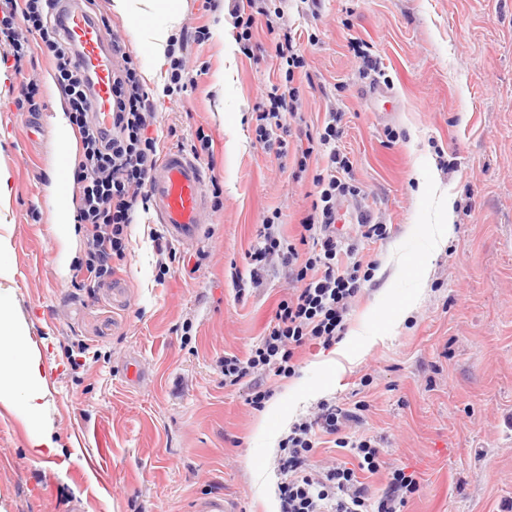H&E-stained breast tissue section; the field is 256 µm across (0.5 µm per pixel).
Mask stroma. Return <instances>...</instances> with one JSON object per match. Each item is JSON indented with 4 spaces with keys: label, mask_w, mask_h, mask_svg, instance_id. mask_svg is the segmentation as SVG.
I'll return each instance as SVG.
<instances>
[{
    "label": "stroma",
    "mask_w": 512,
    "mask_h": 512,
    "mask_svg": "<svg viewBox=\"0 0 512 512\" xmlns=\"http://www.w3.org/2000/svg\"><path fill=\"white\" fill-rule=\"evenodd\" d=\"M283 18L258 20L249 46L237 45L236 20L224 0H183L182 28H206L188 41L193 68L187 92L162 89L161 68L150 132L159 149L183 146L196 130L212 140L209 180L223 189L207 211V231L168 259L157 280L153 212H139L112 281L88 287L86 225L56 220L53 172L59 113L69 103L52 62L34 54L23 73L6 68L0 86V167L11 193L0 202V234L11 240L15 312L29 328L45 372L44 421L60 447L40 456L31 423L0 403V512H189L199 496L226 495L236 512H276L278 442L319 401L344 408L365 401L362 433L384 450V465L362 479L384 488L401 468L418 483L403 512H505L512 507V0H322L318 15L284 0ZM289 30L306 66L293 82L299 109L292 126L344 114L340 143L362 193L357 203L387 224L386 239L356 240L371 278L329 349L301 347L296 373L268 376L263 410L228 388L224 354L247 357L288 288L279 269L238 298L231 273H248V253L264 217L296 238L311 214L310 158L278 157L256 139L260 90L280 82L275 45ZM365 41L381 59L388 97L370 99L348 47ZM235 41L233 55L225 44ZM37 80L44 127L34 136L19 109L22 87ZM453 195L447 242L426 254L422 225L436 223L435 202L419 189L426 163ZM423 279L412 266L421 255ZM126 291L114 300L113 283ZM411 300L401 324L387 326L379 294ZM91 350L72 369L74 342ZM137 357L148 377L124 382ZM106 456L100 472L96 457Z\"/></svg>",
    "instance_id": "stroma-1"
}]
</instances>
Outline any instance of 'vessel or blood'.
I'll return each mask as SVG.
<instances>
[{
    "label": "vessel or blood",
    "instance_id": "b4317fda",
    "mask_svg": "<svg viewBox=\"0 0 512 512\" xmlns=\"http://www.w3.org/2000/svg\"><path fill=\"white\" fill-rule=\"evenodd\" d=\"M56 15L61 21L66 42L75 53L78 65L93 76L90 107L103 132L112 129L111 40L84 7V0H61ZM68 152H60L55 163V195L64 202L69 193L66 176ZM206 174L200 163L183 149H167L148 179V192L154 213L168 237L189 247L204 236L207 224ZM191 512H233L220 494L197 498Z\"/></svg>",
    "mask_w": 512,
    "mask_h": 512
}]
</instances>
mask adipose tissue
<instances>
[{"instance_id": "ef3b65f1", "label": "adipose tissue", "mask_w": 512, "mask_h": 512, "mask_svg": "<svg viewBox=\"0 0 512 512\" xmlns=\"http://www.w3.org/2000/svg\"><path fill=\"white\" fill-rule=\"evenodd\" d=\"M112 10L122 17H138L132 36L148 49L153 70H160L180 24V0H112ZM10 251L9 238L0 236V401L18 405L24 416L37 424L45 407L44 370L39 355L29 349L24 320L13 311L15 296L6 285L12 271L4 262ZM30 446L40 455L56 453L58 448L50 428L38 424L31 432Z\"/></svg>"}]
</instances>
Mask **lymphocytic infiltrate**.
I'll return each mask as SVG.
<instances>
[{"label":"lymphocytic infiltrate","instance_id":"f902f5d3","mask_svg":"<svg viewBox=\"0 0 512 512\" xmlns=\"http://www.w3.org/2000/svg\"><path fill=\"white\" fill-rule=\"evenodd\" d=\"M51 7L52 0H0V61L11 63L18 72L30 56L26 34L16 27L17 19H24L28 32L38 34L41 53L54 64L56 81L68 99L80 136L81 160L74 174L80 187L78 219L90 227L84 276L87 282L96 283L112 276V260L125 252L134 215L149 202L145 187L160 158L157 140L149 134L154 103L133 62L127 61L124 43L113 40L112 54L124 59L125 65L112 74V135L102 136L90 116L87 89L91 79L74 66ZM275 57L285 82L262 92L256 106V132L265 149L282 157L288 153L291 133L287 118L294 115L299 100L292 82L296 70L304 68L305 58L288 33L277 43ZM343 134L338 112L330 113L317 132L325 166L313 179L319 198L300 234L301 240L311 241V251L299 252L296 244L282 240L274 220L267 217L250 254V284L261 285L264 275L277 266L287 269L289 284L287 297L279 302L265 335L249 356L228 353L220 362L225 386H247V401L256 410L264 408L272 396L263 384L264 376L295 375L297 348L335 344L345 330L344 316L351 301L368 279L355 245H343L332 229L340 204L361 193L351 177L352 163L338 146ZM342 254L348 256V266H340ZM359 421L356 412L321 402L293 423L278 442L279 512H401L408 496L416 492L417 482L396 469L377 495L358 480L357 470L374 474L381 468V450L374 439L347 430L348 424ZM319 432L334 437L337 447L357 458V468L333 460L311 464Z\"/></svg>","mask_w":512,"mask_h":512}]
</instances>
